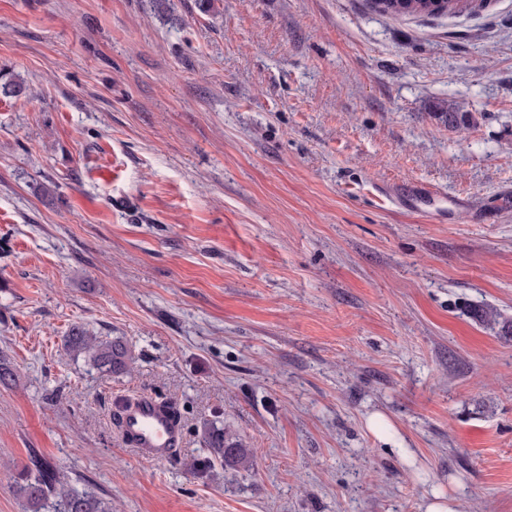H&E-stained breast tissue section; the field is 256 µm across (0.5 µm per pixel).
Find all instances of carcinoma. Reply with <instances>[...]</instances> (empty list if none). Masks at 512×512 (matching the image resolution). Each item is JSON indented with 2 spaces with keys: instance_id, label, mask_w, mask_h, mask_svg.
Returning <instances> with one entry per match:
<instances>
[{
  "instance_id": "1",
  "label": "carcinoma",
  "mask_w": 512,
  "mask_h": 512,
  "mask_svg": "<svg viewBox=\"0 0 512 512\" xmlns=\"http://www.w3.org/2000/svg\"><path fill=\"white\" fill-rule=\"evenodd\" d=\"M374 5L389 15L414 17H441L476 8L469 0H374ZM437 116L451 130L476 123L473 113L463 112L452 103L441 108ZM469 314L478 323L496 330L497 336L506 340L512 338V319L504 317L496 308L476 305ZM67 348L85 355L96 369L109 374L128 370L134 364L131 350L123 341L91 336L79 327L71 330ZM206 443L226 462L243 466L250 462L247 449L221 430L209 433ZM15 492L27 512H109L104 502L88 491L73 490L62 481L56 469L40 460L33 461V468L16 482Z\"/></svg>"
}]
</instances>
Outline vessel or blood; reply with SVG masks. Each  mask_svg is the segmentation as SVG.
I'll return each instance as SVG.
<instances>
[{"label": "vessel or blood", "instance_id": "obj_1", "mask_svg": "<svg viewBox=\"0 0 512 512\" xmlns=\"http://www.w3.org/2000/svg\"><path fill=\"white\" fill-rule=\"evenodd\" d=\"M438 194L423 185H410L404 194L407 210L430 212ZM119 415L124 435L137 452L150 460H168L180 442L181 429L173 412L149 396L121 402Z\"/></svg>", "mask_w": 512, "mask_h": 512}]
</instances>
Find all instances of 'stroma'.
I'll return each instance as SVG.
<instances>
[{
    "label": "stroma",
    "instance_id": "35a3bbf8",
    "mask_svg": "<svg viewBox=\"0 0 512 512\" xmlns=\"http://www.w3.org/2000/svg\"><path fill=\"white\" fill-rule=\"evenodd\" d=\"M10 79L0 512L36 458L112 512H512V342L465 311L512 317V0H0ZM418 183L466 209L407 212ZM75 326L132 370L68 354ZM140 395L182 425L168 461L122 435ZM208 427L252 466L197 475ZM470 0H374L375 7L393 16L441 17L472 11ZM441 112L435 114L448 125V129L457 130L468 127L476 123V118L472 112H461L460 108L452 103L448 107H440Z\"/></svg>",
    "mask_w": 512,
    "mask_h": 512
}]
</instances>
